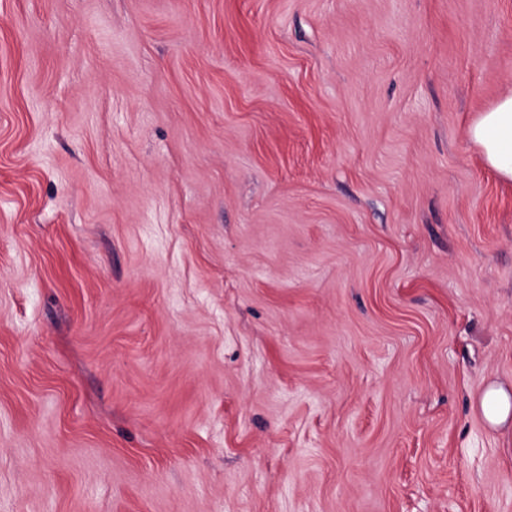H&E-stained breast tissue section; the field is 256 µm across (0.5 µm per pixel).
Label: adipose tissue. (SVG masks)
<instances>
[{
    "label": "adipose tissue",
    "mask_w": 512,
    "mask_h": 512,
    "mask_svg": "<svg viewBox=\"0 0 512 512\" xmlns=\"http://www.w3.org/2000/svg\"><path fill=\"white\" fill-rule=\"evenodd\" d=\"M470 140L497 176L512 181V94L479 114L468 130Z\"/></svg>",
    "instance_id": "1"
}]
</instances>
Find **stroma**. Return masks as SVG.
Returning <instances> with one entry per match:
<instances>
[{
	"mask_svg": "<svg viewBox=\"0 0 512 512\" xmlns=\"http://www.w3.org/2000/svg\"><path fill=\"white\" fill-rule=\"evenodd\" d=\"M512 0H0V512H512ZM469 139L497 176L512 181V93L481 112L468 130ZM480 409L491 426H502L512 417V393L503 387L489 386L480 400Z\"/></svg>",
	"mask_w": 512,
	"mask_h": 512,
	"instance_id": "35a3bbf8",
	"label": "stroma"
}]
</instances>
